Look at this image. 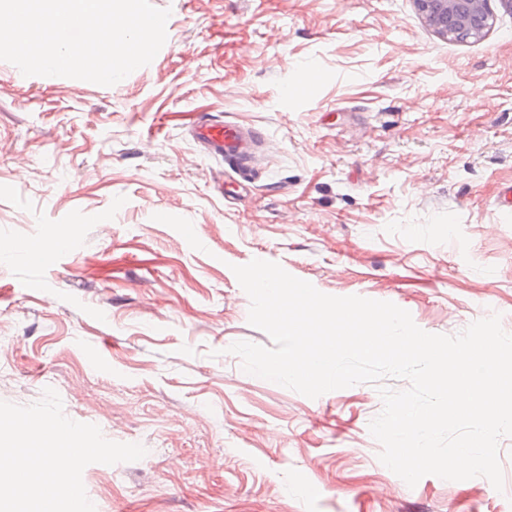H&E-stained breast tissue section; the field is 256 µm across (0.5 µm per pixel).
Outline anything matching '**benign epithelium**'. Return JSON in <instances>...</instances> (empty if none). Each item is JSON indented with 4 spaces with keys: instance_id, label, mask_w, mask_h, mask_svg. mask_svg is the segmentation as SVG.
Listing matches in <instances>:
<instances>
[{
    "instance_id": "1",
    "label": "benign epithelium",
    "mask_w": 512,
    "mask_h": 512,
    "mask_svg": "<svg viewBox=\"0 0 512 512\" xmlns=\"http://www.w3.org/2000/svg\"><path fill=\"white\" fill-rule=\"evenodd\" d=\"M424 22L439 36L480 39L492 28L495 15L489 0H414Z\"/></svg>"
}]
</instances>
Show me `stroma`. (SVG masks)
<instances>
[{
	"instance_id": "35a3bbf8",
	"label": "stroma",
	"mask_w": 512,
	"mask_h": 512,
	"mask_svg": "<svg viewBox=\"0 0 512 512\" xmlns=\"http://www.w3.org/2000/svg\"><path fill=\"white\" fill-rule=\"evenodd\" d=\"M151 3L167 40L115 85L0 61V400L50 387L145 448L85 467L96 512H512V437L503 491L411 487L374 386L311 399L228 352L272 344L233 272L254 259L432 334L512 333V15L458 42L413 0ZM205 116L264 135L253 182L192 138Z\"/></svg>"
}]
</instances>
